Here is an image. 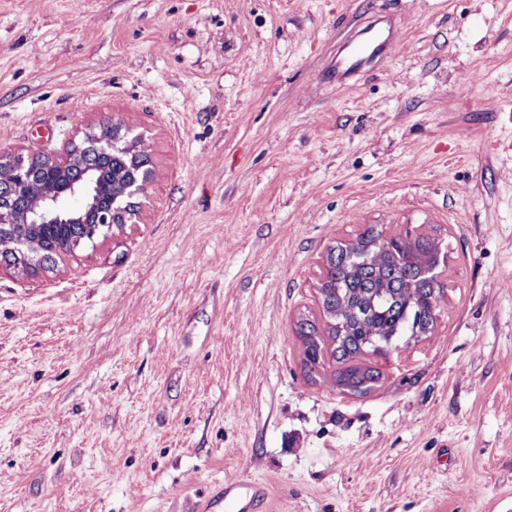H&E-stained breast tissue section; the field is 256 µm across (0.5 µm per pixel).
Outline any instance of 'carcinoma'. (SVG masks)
Returning <instances> with one entry per match:
<instances>
[{
  "label": "carcinoma",
  "mask_w": 512,
  "mask_h": 512,
  "mask_svg": "<svg viewBox=\"0 0 512 512\" xmlns=\"http://www.w3.org/2000/svg\"><path fill=\"white\" fill-rule=\"evenodd\" d=\"M88 164L99 172L98 186L112 189L150 174L144 155L116 152L110 160L83 149ZM8 236L39 241L38 261L50 263L68 243L89 240L91 224H6ZM442 254L441 241L429 236L397 234L387 239L369 225L352 242L327 253L326 273L318 287L321 318L297 323L301 367L314 381L334 362L333 385L364 393L380 379V371L362 356L382 354L381 346L405 336L418 337L433 328L444 288L434 275Z\"/></svg>",
  "instance_id": "carcinoma-1"
}]
</instances>
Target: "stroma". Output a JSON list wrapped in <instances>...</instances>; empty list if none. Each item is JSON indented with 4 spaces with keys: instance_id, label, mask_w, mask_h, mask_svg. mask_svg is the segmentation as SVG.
I'll return each mask as SVG.
<instances>
[{
    "instance_id": "obj_1",
    "label": "stroma",
    "mask_w": 512,
    "mask_h": 512,
    "mask_svg": "<svg viewBox=\"0 0 512 512\" xmlns=\"http://www.w3.org/2000/svg\"><path fill=\"white\" fill-rule=\"evenodd\" d=\"M381 21L401 46L347 84ZM121 124L137 223L0 263V512H512V0H0V149ZM441 240L432 331L309 381L330 248ZM384 37V31L371 24L362 29L354 40L336 59L334 75L336 81L350 79L360 71L370 67L376 57L382 53L393 52L399 46L398 36ZM259 489L255 483L246 480L227 482L225 496L221 499L208 500L200 510L204 512H220L225 506H231L235 512H248L252 508Z\"/></svg>"
}]
</instances>
